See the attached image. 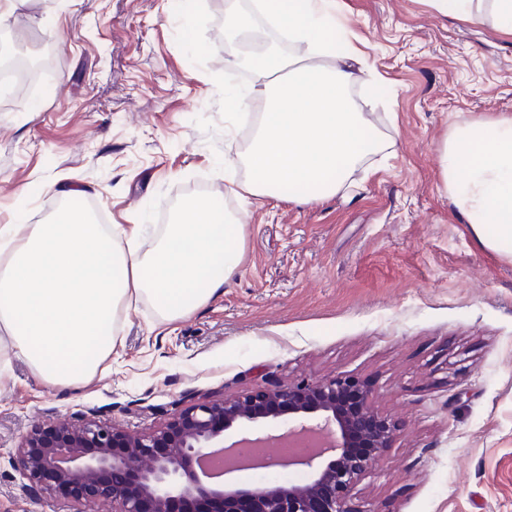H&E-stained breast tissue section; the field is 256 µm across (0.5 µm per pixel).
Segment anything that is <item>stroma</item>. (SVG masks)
I'll return each instance as SVG.
<instances>
[{
    "label": "stroma",
    "instance_id": "35a3bbf8",
    "mask_svg": "<svg viewBox=\"0 0 512 512\" xmlns=\"http://www.w3.org/2000/svg\"><path fill=\"white\" fill-rule=\"evenodd\" d=\"M252 0H18L11 29L48 49L34 88L0 89V224L48 222L71 188L148 243L193 201L244 221L241 262L187 317L149 301L119 317L94 379L47 386L1 361L0 512H112L30 494L23 434L93 414L132 434L199 399L353 375L401 426L351 494L356 512H512V262L481 249L441 179L454 125L512 115V35L432 0H338L366 56L351 96L379 141L335 196L307 204L240 192L253 129L229 91L224 10ZM303 466L230 482L305 480Z\"/></svg>",
    "mask_w": 512,
    "mask_h": 512
}]
</instances>
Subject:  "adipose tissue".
<instances>
[{
  "label": "adipose tissue",
  "mask_w": 512,
  "mask_h": 512,
  "mask_svg": "<svg viewBox=\"0 0 512 512\" xmlns=\"http://www.w3.org/2000/svg\"><path fill=\"white\" fill-rule=\"evenodd\" d=\"M438 10L512 34V0H434ZM337 0H289L286 27L296 45H270L252 66L255 80L232 100L265 111L248 156L245 191L308 203L336 195L375 145L349 91L361 79L355 48L337 52ZM448 198L477 243L512 261V116L455 125L442 151ZM244 227L212 200L186 209L149 253L140 230L98 223L66 203L53 222L0 225V347L27 360L51 386L93 376L116 343L120 310L150 300L162 318L207 302L239 266Z\"/></svg>",
  "instance_id": "ef3b65f1"
}]
</instances>
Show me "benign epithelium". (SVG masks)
I'll use <instances>...</instances> for the list:
<instances>
[{
    "instance_id": "benign-epithelium-1",
    "label": "benign epithelium",
    "mask_w": 512,
    "mask_h": 512,
    "mask_svg": "<svg viewBox=\"0 0 512 512\" xmlns=\"http://www.w3.org/2000/svg\"><path fill=\"white\" fill-rule=\"evenodd\" d=\"M372 399L357 378L336 376L205 397L138 435L89 416L50 422L21 437L15 463L29 490L68 504L110 501L113 512H353L352 489L400 426L379 414ZM281 418L298 427L283 444L314 445L301 459L279 460L308 468L306 482L253 489L205 469L221 448L224 472L245 468L239 449L270 441L249 426Z\"/></svg>"
}]
</instances>
